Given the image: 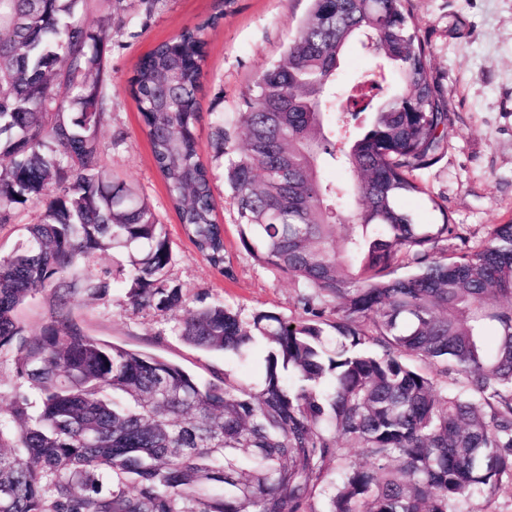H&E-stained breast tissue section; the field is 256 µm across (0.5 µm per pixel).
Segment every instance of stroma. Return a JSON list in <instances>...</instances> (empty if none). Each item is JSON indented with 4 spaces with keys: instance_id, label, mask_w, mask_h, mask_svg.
Instances as JSON below:
<instances>
[{
    "instance_id": "obj_1",
    "label": "stroma",
    "mask_w": 512,
    "mask_h": 512,
    "mask_svg": "<svg viewBox=\"0 0 512 512\" xmlns=\"http://www.w3.org/2000/svg\"><path fill=\"white\" fill-rule=\"evenodd\" d=\"M407 6L427 44L431 79L450 122L438 162L414 173L423 194L407 198L405 207L417 223L446 218L480 238L488 225L512 219V0H408ZM309 7V0H87L80 11L86 24L102 22L111 32L105 83L110 119L100 135L99 162L135 185L165 224L173 253L170 277L183 290L185 309L220 302L245 314L295 310L294 284L259 265L239 242L237 205L226 180L230 160L217 157L213 131L220 124L233 141L243 139L237 116L244 100L260 72L293 40ZM219 12L221 23L210 25ZM194 26L202 27L206 42L198 151L211 173L216 216L224 227L220 271L180 224L130 92L140 58ZM127 266L120 249L92 259L93 273L109 272L111 289L98 301L70 297L71 314L86 334L158 355L207 381L226 374L236 381L261 378L262 348L242 359L198 349L178 334L185 309L126 304L119 272Z\"/></svg>"
}]
</instances>
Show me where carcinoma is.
<instances>
[{"mask_svg":"<svg viewBox=\"0 0 512 512\" xmlns=\"http://www.w3.org/2000/svg\"><path fill=\"white\" fill-rule=\"evenodd\" d=\"M85 0H0V224L45 203L0 257V512H463L474 490L512 492V219L474 240L424 193L448 113L406 0H311L296 38L239 113L230 163L240 242L296 287L294 313L221 304L187 311L188 344L266 351L263 379L205 382L177 364L85 334L68 296L106 297L99 251L124 249L126 302L185 305L150 204L99 165L109 30ZM375 70L336 85L346 46ZM204 41L183 29L137 63L131 94L170 201L204 259L224 234L198 153ZM63 84L71 96H53ZM326 167L349 181H327ZM56 193L48 196L50 185ZM67 281L39 330L18 316ZM354 443L366 467L345 464ZM13 383L14 372L12 354L4 352L0 356V412H5L10 407V403L13 397Z\"/></svg>","mask_w":512,"mask_h":512,"instance_id":"1","label":"carcinoma"}]
</instances>
